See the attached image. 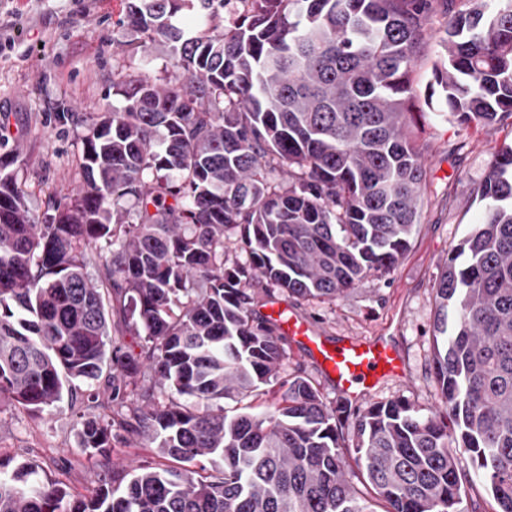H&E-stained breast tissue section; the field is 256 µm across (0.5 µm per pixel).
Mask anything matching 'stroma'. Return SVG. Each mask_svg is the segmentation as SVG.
Here are the masks:
<instances>
[{
  "label": "stroma",
  "mask_w": 512,
  "mask_h": 512,
  "mask_svg": "<svg viewBox=\"0 0 512 512\" xmlns=\"http://www.w3.org/2000/svg\"><path fill=\"white\" fill-rule=\"evenodd\" d=\"M124 0H0V37L13 41L0 53V150L15 151L13 170L28 208L43 215L49 201L66 203L83 184L78 157L82 129L59 124L60 108L101 112L110 107L112 78L163 76L171 64L168 47L138 48L119 23ZM414 136L423 153L427 180L419 222L410 247L387 274L367 276L333 301L289 300L288 306L324 335L392 340L405 359V376L382 378L351 408L403 397L429 410L439 405L434 374L436 286L449 251L483 218L476 189L495 150L512 141V119L469 126L439 117L441 101L426 105ZM283 373L315 379L326 403L339 402L325 378L295 342H288ZM85 393L64 397L56 407L33 414L10 400L0 401V452L36 462L67 491L87 496L99 473L80 446L77 411ZM458 473L468 512H491L493 500L469 453L458 451Z\"/></svg>",
  "instance_id": "stroma-1"
}]
</instances>
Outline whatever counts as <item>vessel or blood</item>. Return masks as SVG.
<instances>
[{
    "label": "vessel or blood",
    "instance_id": "obj_1",
    "mask_svg": "<svg viewBox=\"0 0 512 512\" xmlns=\"http://www.w3.org/2000/svg\"><path fill=\"white\" fill-rule=\"evenodd\" d=\"M270 314L277 319L281 333L307 351L344 399L360 398L373 382L403 371L402 357L386 341L365 342L349 337L335 343L286 306L272 305Z\"/></svg>",
    "mask_w": 512,
    "mask_h": 512
}]
</instances>
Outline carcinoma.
<instances>
[{
    "label": "carcinoma",
    "mask_w": 512,
    "mask_h": 512,
    "mask_svg": "<svg viewBox=\"0 0 512 512\" xmlns=\"http://www.w3.org/2000/svg\"><path fill=\"white\" fill-rule=\"evenodd\" d=\"M467 3L446 0L426 104L438 95L441 116L493 125L512 117V0ZM431 6L128 0L123 25L143 47L165 42L171 69L113 80L119 101L103 112H58L84 130L83 187L41 219L10 170L16 155L0 157V398L43 412L109 364L112 417L79 414L104 478L74 497L0 453V512H465L458 448L493 512H512V144L437 284L441 410L373 403L349 441L348 407L282 377L288 337L250 288L265 280L267 304L277 291L333 301L407 252L425 182L410 127ZM184 11L193 35L175 23ZM276 171L288 180L272 182ZM234 230L245 264L229 259ZM198 278L206 287H191ZM114 332L145 343L135 354ZM131 439L156 460L118 469L112 452Z\"/></svg>",
    "instance_id": "1"
}]
</instances>
